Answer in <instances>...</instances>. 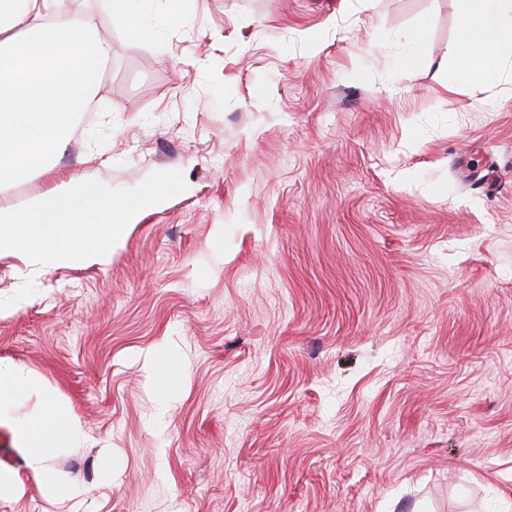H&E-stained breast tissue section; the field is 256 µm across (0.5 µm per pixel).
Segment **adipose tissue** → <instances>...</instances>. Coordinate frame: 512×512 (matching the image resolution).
I'll return each instance as SVG.
<instances>
[{"instance_id": "obj_1", "label": "adipose tissue", "mask_w": 512, "mask_h": 512, "mask_svg": "<svg viewBox=\"0 0 512 512\" xmlns=\"http://www.w3.org/2000/svg\"><path fill=\"white\" fill-rule=\"evenodd\" d=\"M456 45L462 66L448 84L477 80L503 68L502 48L512 45V25L498 23L504 0H463ZM112 46L97 32L82 0H0V179L41 168L62 149L72 119L95 91L109 65ZM18 394L37 395V414L12 419L26 467L60 496L82 489L56 464L61 448L81 446L86 435L70 407L20 363L0 361V415Z\"/></svg>"}]
</instances>
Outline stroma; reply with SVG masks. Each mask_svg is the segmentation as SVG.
<instances>
[{
    "instance_id": "35a3bbf8",
    "label": "stroma",
    "mask_w": 512,
    "mask_h": 512,
    "mask_svg": "<svg viewBox=\"0 0 512 512\" xmlns=\"http://www.w3.org/2000/svg\"><path fill=\"white\" fill-rule=\"evenodd\" d=\"M85 7L112 41L95 106L0 203L71 174L187 188L106 265L0 258V360L87 435L62 499L0 426L24 485L0 512H512V79L445 89L462 0ZM158 345L183 370L163 418Z\"/></svg>"
}]
</instances>
